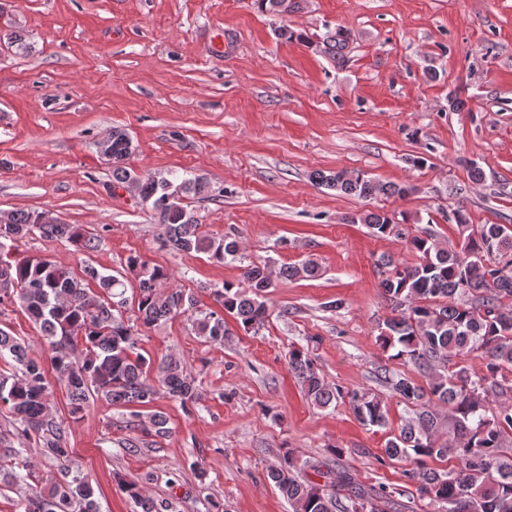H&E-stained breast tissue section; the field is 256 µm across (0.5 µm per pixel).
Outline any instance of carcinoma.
Here are the masks:
<instances>
[{"instance_id": "1", "label": "carcinoma", "mask_w": 512, "mask_h": 512, "mask_svg": "<svg viewBox=\"0 0 512 512\" xmlns=\"http://www.w3.org/2000/svg\"><path fill=\"white\" fill-rule=\"evenodd\" d=\"M350 39L338 28L326 34L324 52L341 54ZM135 148L129 135L112 130L108 161L112 186L137 183L139 198L165 228V246L174 252L202 253L224 263L243 262L245 254L237 239L211 238L198 232V224L183 205V198L207 191L201 178L175 182L164 176H140L127 166ZM311 180L318 186L361 199L376 194L405 197L414 188L382 184L364 174L316 170ZM42 213L15 210L0 214V305L19 304L38 326L37 340L51 352L50 365L66 389L69 415L81 414L95 400L110 405L148 407L164 388L169 398L182 406L193 403L198 392L184 374L181 362L169 356L154 363L136 351L134 326L124 318L128 305L125 282L92 265L81 274L47 258L19 256V242L39 231L45 239L67 240L80 250H93L97 239L77 224L61 220L42 224ZM463 238L460 250L440 248L430 236H413L412 249L420 262L412 266L393 264L381 281L383 297L393 316L379 335L391 358L418 371L432 373L428 388L405 374L386 379L400 401L411 410L398 432L388 439L384 454L391 460L420 458L454 460L452 468L422 466L406 471L416 491L439 505L438 512H512V403L496 398L512 391V228L504 224L467 223L463 211L453 214ZM356 220L376 236H405L404 228L383 211H369ZM498 255L504 264L484 263L486 255ZM127 269L137 280L136 320L145 327L185 316L192 330L208 342H224V314L232 315L246 332H257L267 317L269 289L277 280L311 278L318 264L309 259L300 264L244 266L243 282L226 283L210 290L221 310L201 309L194 293L169 288L170 273L139 256H131ZM9 354L15 369L0 370V408L7 409L15 424V439L22 446L37 440L44 455L56 462L60 477L41 489L21 491L22 512H97L89 475L73 468V449L63 444L64 425L50 413L52 391L46 369L33 356L32 345L0 328V358ZM482 359L481 371L466 361ZM289 365L305 395L315 406L326 409L348 400L354 416L365 425L388 424L383 401L374 393H348L328 384L307 350L293 348ZM156 373L161 387L150 382ZM448 407L449 442L437 436L439 423L435 404ZM127 426L145 437L168 435V420L160 413L141 419L138 412ZM9 483L21 485L30 472V461L20 448L8 449ZM317 482L300 475L295 452L287 449L267 481L288 501L292 512H390L401 492L388 486L366 490L350 474L311 465ZM122 489L140 512H173L169 500L156 501L135 481Z\"/></svg>"}]
</instances>
